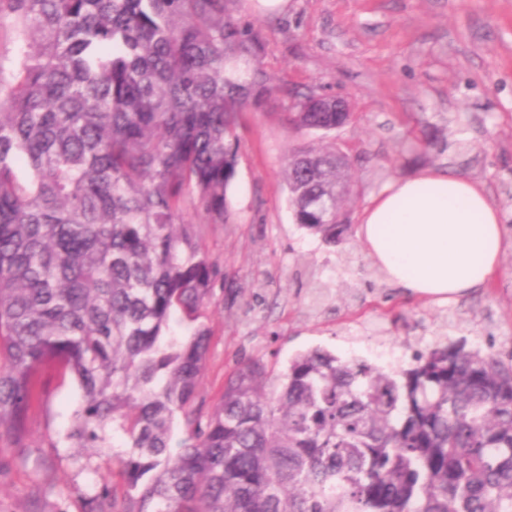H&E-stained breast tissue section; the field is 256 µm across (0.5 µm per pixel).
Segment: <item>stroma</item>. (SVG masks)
<instances>
[{
  "label": "stroma",
  "instance_id": "35a3bbf8",
  "mask_svg": "<svg viewBox=\"0 0 512 512\" xmlns=\"http://www.w3.org/2000/svg\"><path fill=\"white\" fill-rule=\"evenodd\" d=\"M226 11L260 38L257 64L279 93L240 113L228 212L204 228L224 277L201 317L207 407L248 360L277 375L321 348L392 372L443 326L449 340L511 357V245L487 288L439 303L388 282L353 226L388 184L431 169L481 184L512 235V0H288L278 15L226 0ZM309 92L346 100L353 120L324 140L290 132L288 107ZM327 142L350 157L353 184L351 229L334 245L295 224L284 177L289 153ZM80 399L74 378L51 376L25 444L0 439V512H83L111 480L126 439L70 447Z\"/></svg>",
  "mask_w": 512,
  "mask_h": 512
}]
</instances>
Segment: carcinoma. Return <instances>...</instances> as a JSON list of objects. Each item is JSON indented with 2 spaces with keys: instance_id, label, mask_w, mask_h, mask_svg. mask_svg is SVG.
Segmentation results:
<instances>
[{
  "instance_id": "1",
  "label": "carcinoma",
  "mask_w": 512,
  "mask_h": 512,
  "mask_svg": "<svg viewBox=\"0 0 512 512\" xmlns=\"http://www.w3.org/2000/svg\"><path fill=\"white\" fill-rule=\"evenodd\" d=\"M5 22L1 438L24 444L55 367L83 391L70 445L127 439L119 481L84 512H512V362L479 349L438 341L395 372L314 350L276 390L254 359L204 413V225L224 223L238 113L273 93L259 69L230 71L261 45L224 0H0ZM288 124L326 137L347 122L311 93ZM285 178L294 222L340 241L348 159L293 152Z\"/></svg>"
}]
</instances>
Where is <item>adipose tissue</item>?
<instances>
[{"label":"adipose tissue","mask_w":512,"mask_h":512,"mask_svg":"<svg viewBox=\"0 0 512 512\" xmlns=\"http://www.w3.org/2000/svg\"><path fill=\"white\" fill-rule=\"evenodd\" d=\"M505 233L480 185L434 170L382 190L357 228L390 282L435 301L486 286L500 264Z\"/></svg>","instance_id":"obj_1"}]
</instances>
